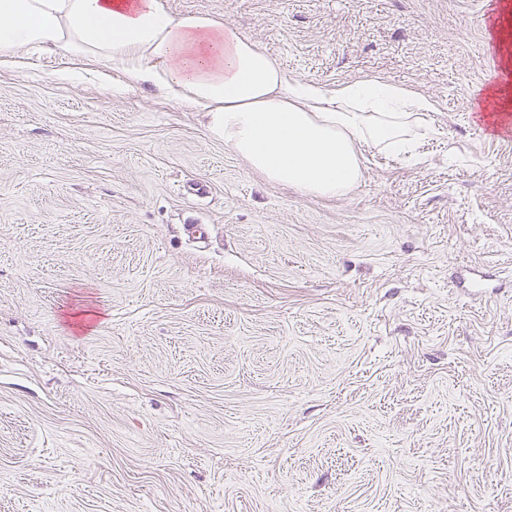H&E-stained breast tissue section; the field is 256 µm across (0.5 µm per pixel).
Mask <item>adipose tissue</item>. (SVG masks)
Instances as JSON below:
<instances>
[{
  "label": "adipose tissue",
  "mask_w": 512,
  "mask_h": 512,
  "mask_svg": "<svg viewBox=\"0 0 512 512\" xmlns=\"http://www.w3.org/2000/svg\"><path fill=\"white\" fill-rule=\"evenodd\" d=\"M24 46L91 56L202 110L212 137L270 180L333 198L361 178L360 148L411 153L424 95L373 77L327 88L286 76L233 26L176 18L157 0H0V60Z\"/></svg>",
  "instance_id": "adipose-tissue-1"
}]
</instances>
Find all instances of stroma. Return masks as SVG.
<instances>
[{
	"label": "stroma",
	"instance_id": "1",
	"mask_svg": "<svg viewBox=\"0 0 512 512\" xmlns=\"http://www.w3.org/2000/svg\"><path fill=\"white\" fill-rule=\"evenodd\" d=\"M159 3L438 134L314 197L120 69L0 64V512H512V0Z\"/></svg>",
	"mask_w": 512,
	"mask_h": 512
}]
</instances>
